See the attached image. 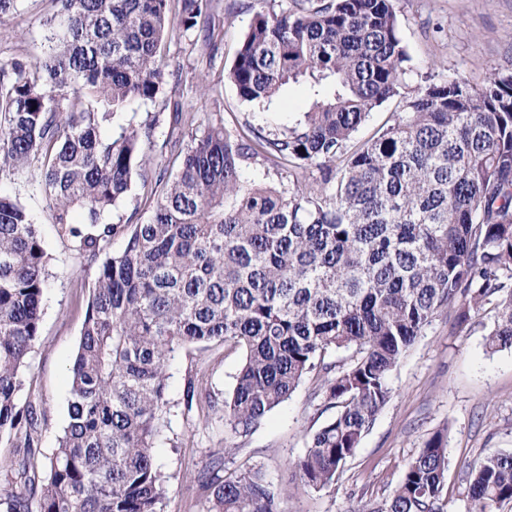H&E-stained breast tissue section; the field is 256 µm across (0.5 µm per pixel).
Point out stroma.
Returning <instances> with one entry per match:
<instances>
[{
    "label": "stroma",
    "instance_id": "35a3bbf8",
    "mask_svg": "<svg viewBox=\"0 0 512 512\" xmlns=\"http://www.w3.org/2000/svg\"><path fill=\"white\" fill-rule=\"evenodd\" d=\"M249 3L212 0L213 52L172 28L160 98L134 102L115 117V124L144 122L172 98L182 102L197 130L216 119L241 133L252 126L275 133L291 125L307 107L304 87L285 89L262 109L244 103L225 77L253 15ZM393 5L408 56L406 74L400 96L370 112L356 134L360 141L392 124L405 99L427 80L460 77L478 85L492 69L512 70V0H393ZM52 13L51 0H18L16 11L0 21V62L40 54ZM0 191L27 208L48 254L40 336L22 373L25 391L46 416L39 451L47 459L67 422L69 368L98 262L60 233L34 182L1 174ZM494 320L489 305L464 324L454 311L439 313L391 372L392 397L355 455L336 481L320 491L288 467L304 453L308 435L331 417L310 398L313 379H306L250 435L233 437L224 424V399L233 388L242 351L214 343L177 350L168 367L166 426L156 444L167 490L165 512H207L203 483L254 465L262 466L278 489L284 512L373 507L400 481L425 441L442 430L448 433V512H465L467 464L490 453L512 452V350L487 353L485 336ZM191 386L199 396L189 406L185 395ZM228 444L236 454L213 468L212 459Z\"/></svg>",
    "mask_w": 512,
    "mask_h": 512
}]
</instances>
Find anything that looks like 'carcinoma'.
<instances>
[{"label": "carcinoma", "instance_id": "1", "mask_svg": "<svg viewBox=\"0 0 512 512\" xmlns=\"http://www.w3.org/2000/svg\"><path fill=\"white\" fill-rule=\"evenodd\" d=\"M52 3L47 49L0 63V171L40 163L53 221L79 252L96 258L116 234L125 245L98 266L67 424L44 463L20 372L40 335L47 253L26 207L0 194V445L23 449L0 459L3 512H28L35 495L39 512H164L155 444L168 363L184 346L243 349L224 398L236 437L316 375L313 398L335 415L291 467L317 491L355 455L392 397L390 373L439 312L456 306L464 323L493 305L485 346L512 349V72L429 82L355 144L370 112L400 95L407 53L392 0H254L227 78L248 104L306 85L302 118L273 137L251 127L247 143L208 123L176 171L143 181L150 219L113 224L133 173L153 165L157 119L101 128L162 92L172 18L215 47L211 0ZM249 160L288 182L248 180ZM447 439L431 437L379 506L351 512H446ZM468 469L467 512L512 502L511 452ZM205 488L210 512H283L259 467Z\"/></svg>", "mask_w": 512, "mask_h": 512}]
</instances>
